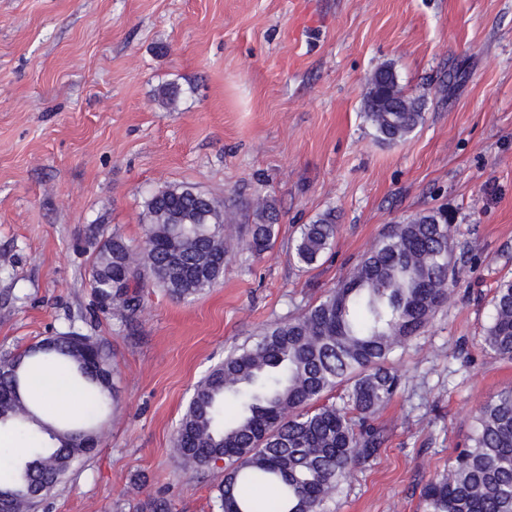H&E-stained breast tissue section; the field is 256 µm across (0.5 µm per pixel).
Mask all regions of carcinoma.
Masks as SVG:
<instances>
[{"label": "carcinoma", "instance_id": "cac0c4a2", "mask_svg": "<svg viewBox=\"0 0 512 512\" xmlns=\"http://www.w3.org/2000/svg\"><path fill=\"white\" fill-rule=\"evenodd\" d=\"M180 95L168 83L155 100L170 109ZM425 104V96L400 86L390 65L367 80L364 117L384 143L406 141L423 124ZM142 221L141 248L112 234L96 247L91 266L90 288L100 308L126 318L141 311L144 279L176 299L194 297L217 283L232 248L233 212L192 184L148 194ZM278 223L273 203H257L244 249L262 255ZM335 237L330 212L302 225L293 245L297 262L316 264ZM450 251L446 212L408 217L391 226L322 300L269 325L197 383L176 429L175 455L185 471L224 460L219 512H328L353 465L378 451L380 432L367 421L399 383L386 362L447 303ZM493 307L485 344L512 359V281L496 289ZM43 367L63 368L83 386V419L58 426L38 420L20 389L26 374ZM342 385L346 404L322 402ZM113 397L112 356L93 336L63 332L0 357V427L28 436L36 424L45 434L10 457L13 475L0 481L3 512H38L74 465L94 455L100 442L94 422ZM477 421L473 446L424 486L423 512H512V389L484 404ZM141 512H172V505L149 495Z\"/></svg>", "mask_w": 512, "mask_h": 512}]
</instances>
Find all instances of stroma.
<instances>
[{"label": "stroma", "mask_w": 512, "mask_h": 512, "mask_svg": "<svg viewBox=\"0 0 512 512\" xmlns=\"http://www.w3.org/2000/svg\"><path fill=\"white\" fill-rule=\"evenodd\" d=\"M393 64L426 98L404 142H379L362 109ZM174 82L177 107L154 91ZM188 183L249 224L279 225L261 256L236 252L186 300L152 283L126 319L89 286L102 236L144 240L146 194ZM445 208L449 298L390 359L401 381L373 418L382 444L330 512H422L425 484L471 447L480 406L512 387L485 345L512 279V0H0V356L70 329L112 349L104 441L40 512H218L219 467L191 474L173 437L199 380L267 325L300 315L390 225ZM336 216L315 265L302 225Z\"/></svg>", "instance_id": "obj_1"}]
</instances>
